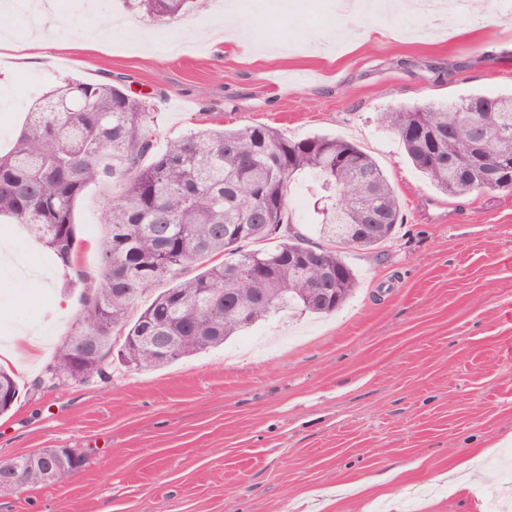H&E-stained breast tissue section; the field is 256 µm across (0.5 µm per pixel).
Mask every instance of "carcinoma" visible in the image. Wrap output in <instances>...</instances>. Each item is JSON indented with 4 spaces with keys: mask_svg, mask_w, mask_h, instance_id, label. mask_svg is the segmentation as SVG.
I'll return each instance as SVG.
<instances>
[{
    "mask_svg": "<svg viewBox=\"0 0 512 512\" xmlns=\"http://www.w3.org/2000/svg\"><path fill=\"white\" fill-rule=\"evenodd\" d=\"M209 0H125L151 22H173L206 8ZM493 117L499 136L494 155L512 156V92L461 96L446 103L381 113L382 125L401 142L412 165L450 195L496 192L481 173L451 171L443 156L463 157L472 140L467 111ZM149 103L110 82H68L37 102L14 146L0 154V217L27 225L69 273L78 263L75 207L93 184L111 179L122 193L103 208L98 273L87 289L79 320L57 351L53 372L66 374L71 346L82 330L98 339L81 379L101 377L112 349V330L125 329L119 356L129 368L163 367L224 343L243 328L290 308L330 315L353 295L354 270L337 247L373 250L400 221V202L377 161L356 144L332 135L290 140L264 124L220 126L170 140L156 149ZM420 124L437 133L441 152L428 139L408 135ZM301 175L314 176L312 244L293 225L288 194ZM380 215L373 238L342 237L343 224H368ZM281 238L268 249L243 244ZM224 254V263L189 279L180 275L198 260ZM257 273L239 278V267ZM168 281L137 319L130 308L143 292ZM249 309L247 319L239 308ZM170 336L169 352L142 342ZM0 391L15 402L13 374L0 368Z\"/></svg>",
    "mask_w": 512,
    "mask_h": 512,
    "instance_id": "carcinoma-1",
    "label": "carcinoma"
}]
</instances>
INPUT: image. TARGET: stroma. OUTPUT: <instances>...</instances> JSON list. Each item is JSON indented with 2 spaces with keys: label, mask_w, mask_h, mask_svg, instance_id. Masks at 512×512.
I'll list each match as a JSON object with an SVG mask.
<instances>
[{
  "label": "stroma",
  "mask_w": 512,
  "mask_h": 512,
  "mask_svg": "<svg viewBox=\"0 0 512 512\" xmlns=\"http://www.w3.org/2000/svg\"><path fill=\"white\" fill-rule=\"evenodd\" d=\"M225 0L157 26L123 0H97L116 22L99 42L73 0H55L44 33L67 43L55 66L14 74L0 99V151L50 84L121 77L146 95L157 144L215 125L262 123L284 137L329 133L371 154L393 183L401 221L370 251L345 249L358 286L330 316L276 313L223 346L134 370L118 353L105 378L53 375L82 305L35 239L0 219V254L50 284L0 274V332L39 323L47 355L0 417V457L73 448L70 481L0 495V512H486L512 506V192L448 196L407 160L381 112L470 93L512 91V0L446 22L433 13L345 11L301 0L282 13L242 0L253 60L211 31ZM388 29L375 39L373 30ZM179 39L178 52L163 39ZM421 59L452 65L434 77ZM119 183L76 206L81 257L98 264L100 212ZM471 491H453L471 457ZM393 481L360 489L364 479Z\"/></svg>",
  "instance_id": "stroma-1"
}]
</instances>
